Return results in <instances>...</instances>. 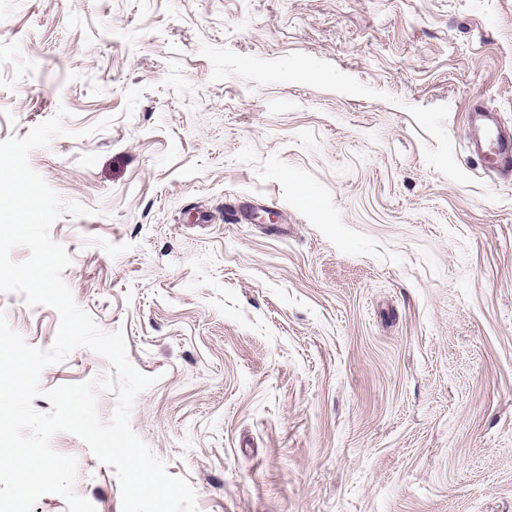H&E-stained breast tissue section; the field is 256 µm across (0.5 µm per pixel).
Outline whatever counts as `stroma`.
<instances>
[{"label": "stroma", "mask_w": 512, "mask_h": 512, "mask_svg": "<svg viewBox=\"0 0 512 512\" xmlns=\"http://www.w3.org/2000/svg\"><path fill=\"white\" fill-rule=\"evenodd\" d=\"M476 105L512 135V0H0V141L113 120L29 162L88 210L63 277L155 377L131 426L198 512H512V178ZM0 311L52 344L53 308ZM471 112L472 122L478 130V138L473 143L474 154L500 174L508 175L512 172V140L500 135L501 126L496 112L479 106Z\"/></svg>", "instance_id": "obj_1"}]
</instances>
